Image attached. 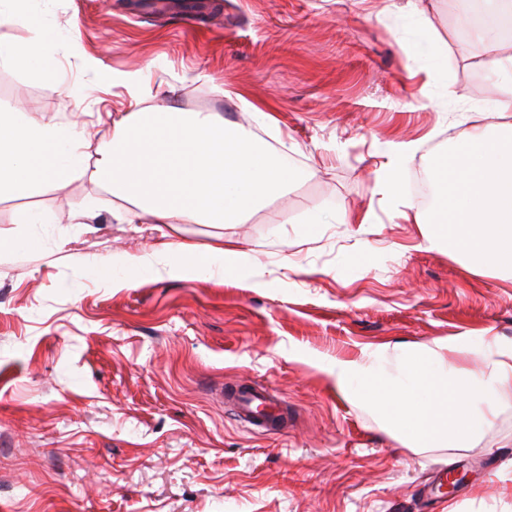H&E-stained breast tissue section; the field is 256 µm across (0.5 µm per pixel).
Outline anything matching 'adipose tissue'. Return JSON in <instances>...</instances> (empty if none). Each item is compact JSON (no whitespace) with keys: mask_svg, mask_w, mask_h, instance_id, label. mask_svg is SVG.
<instances>
[{"mask_svg":"<svg viewBox=\"0 0 512 512\" xmlns=\"http://www.w3.org/2000/svg\"><path fill=\"white\" fill-rule=\"evenodd\" d=\"M493 20L480 36L478 67L499 80L480 128L462 130L435 155L428 170L432 197L414 207L429 247L464 260L467 269L512 276V49L499 41L512 26V0H484ZM89 141L83 129L27 117L20 101L0 100V198L27 197L45 186L63 187L83 171ZM96 176L112 196L130 203L124 221L149 214L157 224H237L266 203L287 196L298 181L279 152L249 128L215 112H159L132 96L112 124L111 142L97 150ZM172 275L235 273L238 252L188 242L159 241L151 254L129 259L130 286L154 259ZM463 341L415 349L382 346L357 360H339L329 372L347 401L374 410L413 448L465 446L487 412L512 395V349L489 354L481 373L449 369L447 351Z\"/></svg>","mask_w":512,"mask_h":512,"instance_id":"adipose-tissue-1","label":"adipose tissue"}]
</instances>
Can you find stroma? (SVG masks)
<instances>
[{
    "mask_svg": "<svg viewBox=\"0 0 512 512\" xmlns=\"http://www.w3.org/2000/svg\"><path fill=\"white\" fill-rule=\"evenodd\" d=\"M221 2L202 22L139 0H25L29 23L0 26V40L39 43L50 65L0 67V99L86 122L89 153L135 92L282 139L301 173L288 197L221 230L122 222L124 202L89 170L0 200V230L33 206L52 218L30 229L40 246L0 252V512H512V397L470 447L412 450L328 372L385 344L512 347V278L425 249L421 225L375 191L388 144L414 141V198L460 113L479 123L493 95L470 64L464 0ZM423 17L446 50L424 46ZM324 204L335 223H306ZM219 231L243 253L231 279L175 277L161 259L131 287L100 275L102 257L143 256L171 233L203 251ZM244 381L287 399V431L237 423L220 391ZM452 473L463 480L450 491Z\"/></svg>",
    "mask_w": 512,
    "mask_h": 512,
    "instance_id": "stroma-1",
    "label": "stroma"
}]
</instances>
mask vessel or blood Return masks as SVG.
Here are the masks:
<instances>
[{
    "label": "vessel or blood",
    "instance_id": "b4317fda",
    "mask_svg": "<svg viewBox=\"0 0 512 512\" xmlns=\"http://www.w3.org/2000/svg\"><path fill=\"white\" fill-rule=\"evenodd\" d=\"M223 396L234 403L238 421L251 430L279 432L288 427L284 400L273 390L244 383L226 387Z\"/></svg>",
    "mask_w": 512,
    "mask_h": 512
}]
</instances>
